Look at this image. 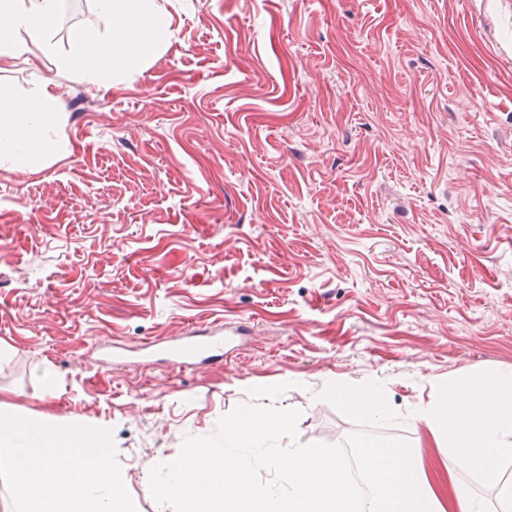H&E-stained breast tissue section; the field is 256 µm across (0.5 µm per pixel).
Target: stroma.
I'll use <instances>...</instances> for the list:
<instances>
[{"label": "stroma", "mask_w": 512, "mask_h": 512, "mask_svg": "<svg viewBox=\"0 0 512 512\" xmlns=\"http://www.w3.org/2000/svg\"><path fill=\"white\" fill-rule=\"evenodd\" d=\"M158 2L134 77L34 45L0 67V110L47 86L66 117L63 155L0 169V413L107 425L137 512L159 459L281 406L279 453L376 432L433 472L408 411L512 368V0ZM49 33L62 54L112 21L64 0ZM241 324L213 365H97ZM370 377L393 418L319 396Z\"/></svg>", "instance_id": "1"}]
</instances>
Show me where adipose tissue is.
Masks as SVG:
<instances>
[{"label":"adipose tissue","mask_w":512,"mask_h":512,"mask_svg":"<svg viewBox=\"0 0 512 512\" xmlns=\"http://www.w3.org/2000/svg\"><path fill=\"white\" fill-rule=\"evenodd\" d=\"M61 0H0V63L22 55L27 39H38L44 55L56 57L60 69L99 85L116 73L132 74L142 62L127 51L125 39L139 26L162 36L170 19L155 0H96L98 11L112 20L110 39L74 41L57 56L43 25L57 15ZM53 94L42 93L18 111H0V167H37L55 159L62 144L48 135L61 125ZM386 388L378 379L361 385L331 384L323 396H336L353 410L377 419L391 418ZM412 425L424 426L437 447L447 448L449 464L434 477L425 476L412 455L394 447L366 455L364 470L375 490L361 500L347 486L341 462L321 448H302L275 457L282 481L253 488L247 468L254 452L274 447L293 423L290 412L224 424V448H187L149 471L155 512H512V484L501 467L512 460V370H479L450 379L438 397L412 410ZM472 469L484 484L498 490L497 509L462 484L457 469Z\"/></svg>","instance_id":"adipose-tissue-1"}]
</instances>
